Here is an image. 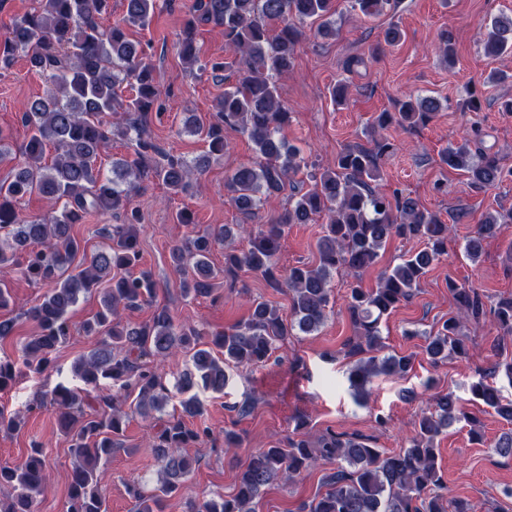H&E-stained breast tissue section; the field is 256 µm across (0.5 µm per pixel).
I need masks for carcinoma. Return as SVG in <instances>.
<instances>
[{
  "label": "carcinoma",
  "instance_id": "obj_1",
  "mask_svg": "<svg viewBox=\"0 0 512 512\" xmlns=\"http://www.w3.org/2000/svg\"><path fill=\"white\" fill-rule=\"evenodd\" d=\"M38 2L0 41L1 71L10 70L22 57L47 83L42 96L24 105L21 120L29 135L23 160L15 161L8 136L0 130V165H10L7 178L0 180V273H19L46 292L27 311L37 332L22 344L18 361L0 360V391L23 369L36 374L54 370L58 350L73 335L71 308L80 297L97 294L100 307L81 329L100 337L98 346L72 366L83 387L59 384L50 398L34 401L37 409L47 402L56 407L58 424L71 439L74 461L66 512H106L101 460L121 447L130 416L150 418L172 399L159 363L182 353L188 357L180 375L182 388L191 389L198 377L206 389L223 392L232 373L265 363L289 337L311 334L324 325L332 297L330 282L337 272L354 279L345 307L355 335L343 343L346 355L354 359L351 387L360 396L377 376H406L413 368V355H373L382 349L381 324L415 296L428 270L447 254L450 228L401 191L388 194L374 186L380 160L392 150L390 143L374 149L347 146L333 166L322 168L279 137L291 113L274 76L292 66L305 23L317 25L316 34L323 39L336 36L335 0H194L183 23L181 58L216 79L225 71L234 75L216 103L213 120L198 119L191 127V133L207 143L206 160L224 156L226 125L246 135L258 155L253 165L226 176L229 201L254 218L263 196L290 190L288 208L262 224H226L171 249L186 297L214 291L220 271L208 258L217 245L224 247V271L245 268L270 287L288 290V315L255 299L248 319L215 333L208 342L201 341L196 328L176 325L164 306L155 307L146 323L121 322V312L152 302L157 293L152 271L142 267L138 246L140 210L133 204L137 181L151 173L177 194L186 190L193 171L202 168L169 156L164 163H146L152 154L164 155L144 137L151 112L161 108V90L152 61L129 38L128 30L149 25L156 0H125L122 18L110 26L101 22L110 0ZM348 6L375 18L396 9L398 0H348ZM204 25L224 30V57L201 59L197 36ZM482 44L492 57L511 51L512 18L492 19ZM125 83L134 91L128 99L118 95ZM438 108L433 97L410 95L399 101L397 111L379 113L373 125L383 129L396 122L415 129L431 122ZM114 137L135 142L138 158L123 162L109 178L96 164ZM439 162L467 174L475 188L492 186L503 176L499 162L472 152L468 138L442 150ZM299 174L303 178L295 179ZM35 192L58 205L54 214L34 219L19 214L16 205ZM92 214H111L119 223L107 225L108 244L74 273L70 266L82 244L73 229ZM319 217L325 224L316 244L318 264L293 266L281 274L277 255L288 226L312 224ZM501 218L498 212L481 216L464 244L467 258L476 260L482 242L501 232ZM394 236L417 239L424 247L382 270L376 287H363L360 272L376 264ZM448 287L459 312L426 337L425 352L433 364L466 357L464 323L478 322L488 313L500 339H512V294L488 305L473 287L454 282ZM104 380L128 390V409L116 404L112 395L97 392ZM471 394L512 423V401L502 400L492 384L480 380L471 386ZM462 420L470 425L471 438L482 440L477 419L461 400L437 393L430 398L428 411L414 422L408 447L387 454L363 437L334 431L312 442L304 433L306 418L297 416L295 436L285 445L251 453L238 473L234 495L188 498L182 512H257L266 486L278 478L292 480L321 461L336 463V471L327 477V490L308 505L309 512H472L468 501L448 497L435 448L437 436ZM209 440L215 438L207 427L190 428L174 416L162 421L151 444L162 477L151 491L138 485L128 489L136 512H162L164 502L180 494L199 464L200 458L187 449ZM46 483V457L35 443L18 463L0 464V490L9 489L7 497H0V512H35Z\"/></svg>",
  "mask_w": 512,
  "mask_h": 512
}]
</instances>
